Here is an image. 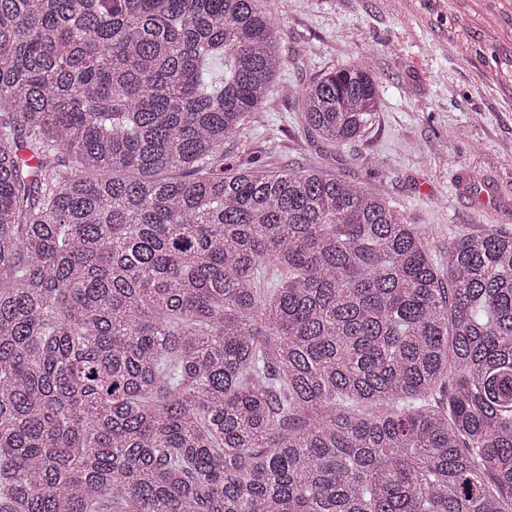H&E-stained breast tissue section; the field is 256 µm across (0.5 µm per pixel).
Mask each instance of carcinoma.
Returning <instances> with one entry per match:
<instances>
[{"mask_svg": "<svg viewBox=\"0 0 512 512\" xmlns=\"http://www.w3.org/2000/svg\"><path fill=\"white\" fill-rule=\"evenodd\" d=\"M282 64L263 0H0V512H512V231L224 162Z\"/></svg>", "mask_w": 512, "mask_h": 512, "instance_id": "carcinoma-1", "label": "carcinoma"}]
</instances>
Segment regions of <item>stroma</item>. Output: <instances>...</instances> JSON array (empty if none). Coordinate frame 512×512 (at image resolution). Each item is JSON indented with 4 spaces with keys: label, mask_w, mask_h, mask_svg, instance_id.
Masks as SVG:
<instances>
[{
    "label": "stroma",
    "mask_w": 512,
    "mask_h": 512,
    "mask_svg": "<svg viewBox=\"0 0 512 512\" xmlns=\"http://www.w3.org/2000/svg\"><path fill=\"white\" fill-rule=\"evenodd\" d=\"M284 61L270 99L225 143L236 162L319 166L368 183L433 256L464 234L512 230V0H265ZM367 59L382 85L365 136L334 148L297 121L320 70Z\"/></svg>",
    "instance_id": "1"
}]
</instances>
